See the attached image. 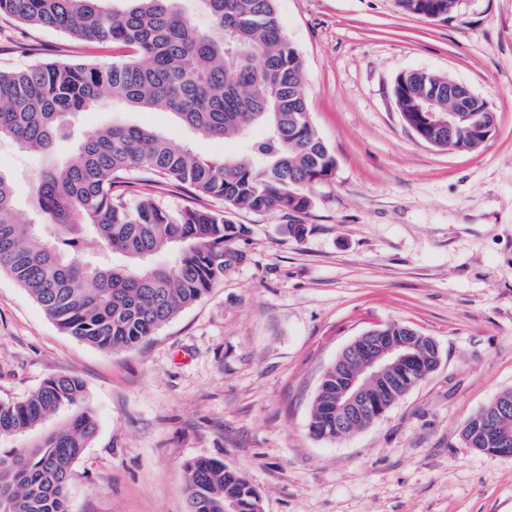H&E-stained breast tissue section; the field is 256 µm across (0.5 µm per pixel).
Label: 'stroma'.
I'll use <instances>...</instances> for the list:
<instances>
[{"label":"stroma","instance_id":"1","mask_svg":"<svg viewBox=\"0 0 512 512\" xmlns=\"http://www.w3.org/2000/svg\"><path fill=\"white\" fill-rule=\"evenodd\" d=\"M303 60L311 121L336 158L308 193L295 240L283 211H237L246 262L137 347L107 351L61 332L0 274V400L49 377L85 384L96 434L74 464L69 512H186L185 466L224 460L262 512H512V458L465 446V421L512 391V0H461L448 20L395 0H276ZM79 40L0 19V69L85 56ZM468 86L497 114L474 151L419 141L392 87L404 72ZM145 124L206 157L239 153L167 112L79 114L53 156L0 138L14 207L38 222L34 186L94 129ZM398 322L433 338L435 372L376 422L314 437L320 378L343 348Z\"/></svg>","mask_w":512,"mask_h":512}]
</instances>
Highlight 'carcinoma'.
Segmentation results:
<instances>
[{"instance_id":"cac0c4a2","label":"carcinoma","mask_w":512,"mask_h":512,"mask_svg":"<svg viewBox=\"0 0 512 512\" xmlns=\"http://www.w3.org/2000/svg\"><path fill=\"white\" fill-rule=\"evenodd\" d=\"M0 0V18L66 33L91 49H112L110 65L46 62L0 70V136L30 151L50 150L75 115L106 102L125 109L173 113L202 137L239 138L246 150L221 160L196 153L147 125L111 124L80 142L68 159L36 182L41 226L21 224L11 179L0 171V272L25 288L63 332L98 348L137 346L242 265L240 243L250 228L236 210L305 214L306 188L330 178L336 159L310 119L299 51L284 35L276 0H198L210 19L198 27L177 0ZM398 8L429 21L448 19V0H396ZM435 92L448 111V78L400 74L393 96L418 139L431 134L420 117L421 95ZM262 126L265 134L251 138ZM145 169L159 184L224 208L171 209L152 196L130 203L114 193L130 173ZM99 240L96 263L85 260L84 239ZM417 364L390 376L415 382L430 367L427 337L415 339ZM331 364L314 398L308 429L316 437L350 433L334 414ZM497 418L512 440V391L498 395L464 424L461 437L485 453L502 444L485 435L481 418ZM97 422L75 375L51 377L27 399L0 401V512H68L74 463ZM187 512H261L256 489L218 458L186 465Z\"/></svg>"}]
</instances>
